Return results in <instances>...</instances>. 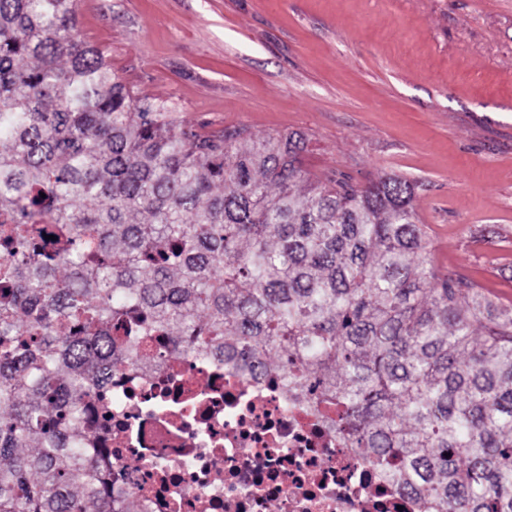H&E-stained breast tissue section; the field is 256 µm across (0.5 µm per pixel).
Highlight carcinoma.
<instances>
[{
	"label": "carcinoma",
	"instance_id": "1",
	"mask_svg": "<svg viewBox=\"0 0 512 512\" xmlns=\"http://www.w3.org/2000/svg\"><path fill=\"white\" fill-rule=\"evenodd\" d=\"M76 0H0V512H114L82 407L145 340L336 403L435 512H512V307L428 250L414 185L313 180L297 133L203 135ZM55 239H49V236Z\"/></svg>",
	"mask_w": 512,
	"mask_h": 512
}]
</instances>
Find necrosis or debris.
Wrapping results in <instances>:
<instances>
[{
    "label": "necrosis or debris",
    "instance_id": "1",
    "mask_svg": "<svg viewBox=\"0 0 512 512\" xmlns=\"http://www.w3.org/2000/svg\"><path fill=\"white\" fill-rule=\"evenodd\" d=\"M151 370H113L112 415L84 414L89 442L112 451L114 501L138 512H428L347 447L336 408L286 400L272 376L148 340Z\"/></svg>",
    "mask_w": 512,
    "mask_h": 512
}]
</instances>
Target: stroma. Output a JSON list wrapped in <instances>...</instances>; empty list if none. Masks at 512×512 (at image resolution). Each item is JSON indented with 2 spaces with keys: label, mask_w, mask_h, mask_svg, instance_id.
<instances>
[{
  "label": "stroma",
  "mask_w": 512,
  "mask_h": 512,
  "mask_svg": "<svg viewBox=\"0 0 512 512\" xmlns=\"http://www.w3.org/2000/svg\"><path fill=\"white\" fill-rule=\"evenodd\" d=\"M82 38L202 134L306 138L415 184L436 264L512 306V0H78Z\"/></svg>",
  "instance_id": "stroma-1"
}]
</instances>
